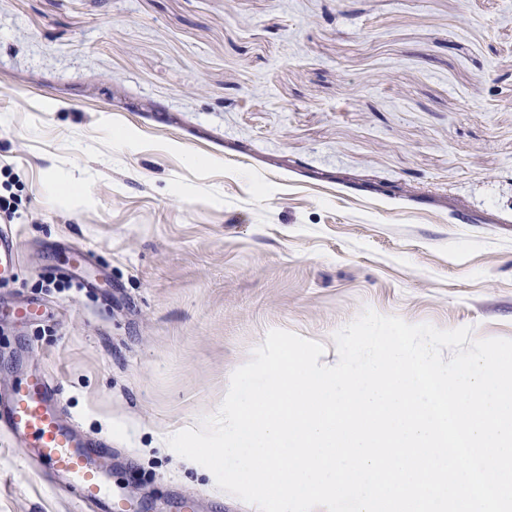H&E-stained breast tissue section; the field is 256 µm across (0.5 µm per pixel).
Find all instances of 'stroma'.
<instances>
[{
    "mask_svg": "<svg viewBox=\"0 0 512 512\" xmlns=\"http://www.w3.org/2000/svg\"><path fill=\"white\" fill-rule=\"evenodd\" d=\"M4 181L0 390L38 364L133 512H259L167 439L270 330L512 339V0H0ZM0 512L97 510L0 431ZM19 265L17 236L0 227V281L12 279Z\"/></svg>",
    "mask_w": 512,
    "mask_h": 512,
    "instance_id": "1",
    "label": "stroma"
}]
</instances>
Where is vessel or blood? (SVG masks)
<instances>
[{
	"label": "vessel or blood",
	"mask_w": 512,
	"mask_h": 512,
	"mask_svg": "<svg viewBox=\"0 0 512 512\" xmlns=\"http://www.w3.org/2000/svg\"><path fill=\"white\" fill-rule=\"evenodd\" d=\"M19 265L16 235L0 230V281L12 279ZM0 428L35 448L40 461L66 478L68 493L100 505L102 512H120L122 505L97 459L109 453L105 445L80 441L62 418L57 390L45 373L32 372L0 405Z\"/></svg>",
	"instance_id": "b4317fda"
}]
</instances>
